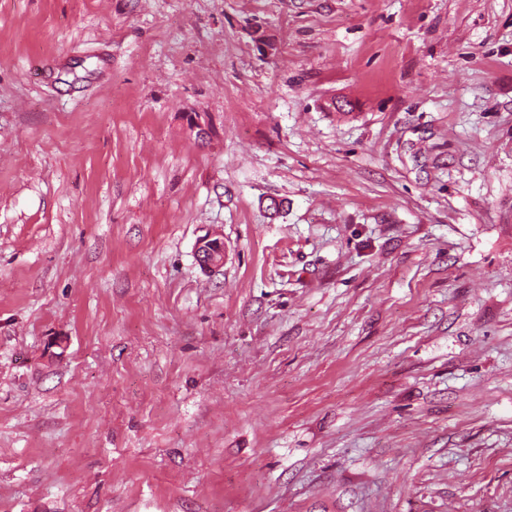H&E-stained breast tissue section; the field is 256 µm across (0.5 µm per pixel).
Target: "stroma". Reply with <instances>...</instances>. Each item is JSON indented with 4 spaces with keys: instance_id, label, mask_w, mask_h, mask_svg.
Here are the masks:
<instances>
[{
    "instance_id": "obj_1",
    "label": "stroma",
    "mask_w": 512,
    "mask_h": 512,
    "mask_svg": "<svg viewBox=\"0 0 512 512\" xmlns=\"http://www.w3.org/2000/svg\"><path fill=\"white\" fill-rule=\"evenodd\" d=\"M0 512H512V0H0ZM195 254L199 266L203 270H214L224 264V238L216 233L198 239Z\"/></svg>"
}]
</instances>
